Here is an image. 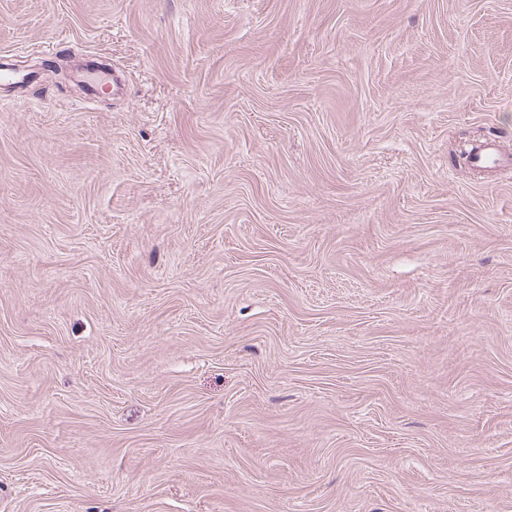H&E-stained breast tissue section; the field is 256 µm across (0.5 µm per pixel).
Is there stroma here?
<instances>
[{"label":"stroma","mask_w":512,"mask_h":512,"mask_svg":"<svg viewBox=\"0 0 512 512\" xmlns=\"http://www.w3.org/2000/svg\"><path fill=\"white\" fill-rule=\"evenodd\" d=\"M3 57L0 512H512V0H0ZM472 162L475 168L497 172L512 165V153H502L495 142H486L474 152Z\"/></svg>","instance_id":"1"}]
</instances>
